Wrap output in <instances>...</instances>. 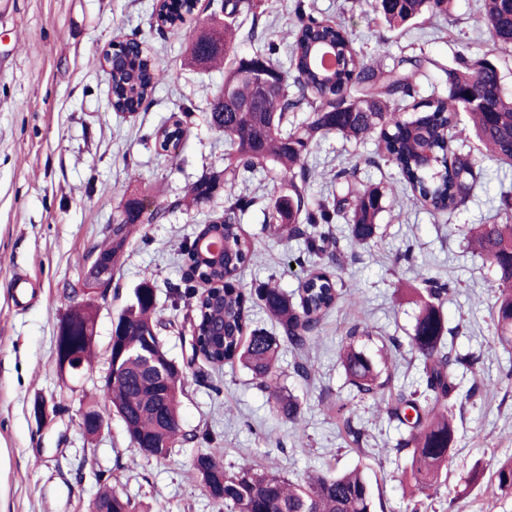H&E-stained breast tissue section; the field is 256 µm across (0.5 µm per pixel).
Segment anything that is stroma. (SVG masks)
Listing matches in <instances>:
<instances>
[{
	"mask_svg": "<svg viewBox=\"0 0 512 512\" xmlns=\"http://www.w3.org/2000/svg\"><path fill=\"white\" fill-rule=\"evenodd\" d=\"M253 2L255 13L236 19L241 56L252 54L245 42L252 21L278 47L304 7L317 17L343 20L369 62L389 67L403 57L428 55L451 67L465 51L498 63L512 89V57L493 50L476 0H454L448 14L425 15L394 31L372 21L369 0ZM152 8L153 0H10L0 13V512H88L102 477L131 501L134 512H225L204 494L192 470L194 457L212 448L223 449L227 469L248 465L293 482L315 472L368 467L374 512H512V496L497 494L492 477L497 461L512 456V349L494 336L488 288L494 271L464 240L471 225L492 221L502 193L512 194V167L481 161L468 202L445 220L421 205L392 202L380 218L376 242L346 252L339 271L344 296L323 320L309 353L311 376L294 371L291 347L280 349V384L302 404L300 416L288 420L241 365L192 360L189 337L180 328L192 298L182 285L188 268L178 252L192 242L198 225L223 215L225 207L220 194L203 204L185 201L193 183L224 165V136L208 122L224 68L187 63L189 45L219 7L199 0L176 35L151 27ZM129 38L146 44L167 77L146 107L122 114L108 104L101 52ZM179 118L188 129L184 147L179 155L164 154L156 133ZM374 148L370 139H323L314 153L319 175L313 195L334 188L344 166L355 167L364 184L395 180L392 165L370 164ZM242 191L255 199L238 222L256 257L239 275L240 286L272 280L297 298L306 274L295 264L302 240L262 230L271 200L287 195V184L267 170L249 178ZM143 196L164 215L136 229L110 288L97 301L91 366L60 375L55 336L77 303L71 290L86 278L85 256L124 203ZM17 272L31 279L34 300L24 307L15 306L10 294ZM431 276L457 284L443 312L457 331L456 351L471 356L474 365L459 371L457 394L448 403L457 426L454 463L437 493L425 497L406 476L409 450L396 448L404 426L379 413L376 402L424 385L421 358L408 338L419 312L416 294ZM146 277L165 323L163 348L185 366L180 422L193 436L162 461L133 445L100 391L112 323ZM355 323L369 327L372 355L382 353L389 337L400 342L398 373L374 400L358 397L337 360L345 330ZM486 384L490 392L467 397L471 386ZM37 401L51 412L47 423L32 415ZM93 402L106 425L91 438L79 420ZM336 406L362 429L360 440L346 434L332 412Z\"/></svg>",
	"mask_w": 512,
	"mask_h": 512,
	"instance_id": "obj_1",
	"label": "stroma"
}]
</instances>
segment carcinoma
I'll return each instance as SVG.
<instances>
[{
    "instance_id": "obj_1",
    "label": "carcinoma",
    "mask_w": 512,
    "mask_h": 512,
    "mask_svg": "<svg viewBox=\"0 0 512 512\" xmlns=\"http://www.w3.org/2000/svg\"><path fill=\"white\" fill-rule=\"evenodd\" d=\"M451 0H372V12L395 28L419 16L445 14ZM248 7L245 0H224V25L198 37L190 47L193 65L225 63L224 87L211 102L209 122L224 134L229 146L225 167L198 179L189 191L190 202L203 201L214 191L224 194V216L198 228L191 245L184 250L193 280V310L196 311L195 338L199 355L212 366L236 361L260 381L281 415L294 420L301 403L282 395L277 359L286 342L298 354L295 371L311 374L312 365L303 354L316 342L323 318L342 297L344 284L332 278L319 260L328 258L341 265L340 238L326 226L340 216L347 224L343 238L355 248L366 246L377 237L381 215L395 188L358 182L354 172L342 169L336 177L345 179L346 194L329 203L310 196L313 166L309 159L329 135L363 142L376 135L375 156L397 169L399 183L408 199L417 200L433 212H452L470 197L479 160L459 142L449 150L450 130L457 126V115L466 111L471 97L482 107L466 111L482 155L512 165V94L505 91L498 66L482 58L473 60L462 53L458 66L444 68L442 90L413 104L417 82L424 76V59L405 60L408 67L381 68L366 63L340 23L302 15L285 45L286 65L282 66L261 49L249 58L237 57L235 18ZM481 19L487 27L494 50L512 53V0H482ZM193 13L190 0H156L151 17L155 23L175 33ZM332 46L338 58L329 72L315 56L316 47ZM276 73L274 84L258 96L254 75ZM163 78V71L150 62V53L136 39L119 43L112 52V84L118 108L139 111ZM307 106L308 117L297 123L293 113ZM184 144L180 122L168 127L162 139L163 151L176 155ZM267 165L277 169L288 183L289 194L274 201L264 229L277 236L301 239L312 269L299 288V301L285 296L277 286L266 283L248 293L237 285V276L253 256L252 244L237 214L249 208L253 199L238 193L239 176L254 174ZM161 210L143 199L125 203L120 218L108 225L105 240L92 251L107 258L117 268L136 228L152 224ZM206 236L221 239L224 254L211 259L201 254ZM475 254L494 267L496 340L512 347V218L501 224H477L469 236ZM425 296L416 318L410 347L423 361L426 388L402 389L379 411L408 427L406 438L396 448L411 449L408 479L415 490L425 493L441 485L452 465V449L457 427L448 408V399L457 391V371L471 367L473 359L448 351V334L442 304L453 282L424 279ZM149 276L134 294L133 301L113 324L119 351L118 374L110 391L103 392L125 424L132 443L146 456L164 460L176 445L190 441L180 427L178 396L184 376L168 370L158 374L145 367L142 352L150 337L161 365L169 356L159 336L161 322L148 288ZM257 302L276 322L279 334L251 329L252 302ZM80 320L72 334L58 328L55 366L69 355L80 364L90 362L93 343L83 333H94L96 297L85 294L79 305ZM369 335L358 325L346 331L339 359L357 392L374 398L387 381L375 359L358 344V337ZM192 468L203 492L222 502L230 512H372L373 494L364 470L356 467L340 474H311L300 482L277 474L243 466L237 471L224 468L223 451L212 448L198 455ZM497 490L512 495V457L498 463L494 472ZM112 501L113 512H132L131 502L109 486L98 495Z\"/></svg>"
}]
</instances>
